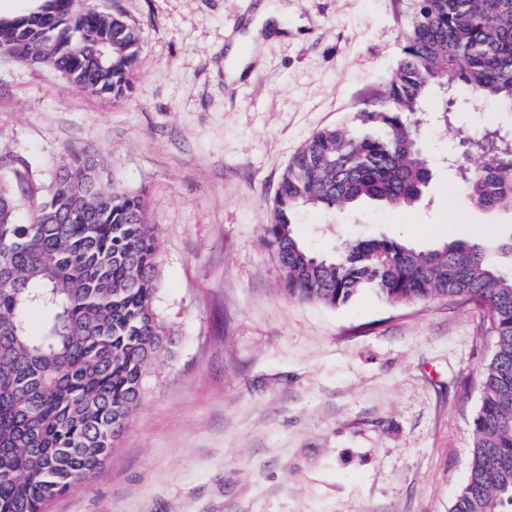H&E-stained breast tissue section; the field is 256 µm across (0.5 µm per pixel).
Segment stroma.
Segmentation results:
<instances>
[{
    "label": "stroma",
    "mask_w": 512,
    "mask_h": 512,
    "mask_svg": "<svg viewBox=\"0 0 512 512\" xmlns=\"http://www.w3.org/2000/svg\"><path fill=\"white\" fill-rule=\"evenodd\" d=\"M258 2L90 0L141 34L121 100L0 54V155L46 184L86 152L105 182L145 191L173 336L118 447L50 512H450L467 481L494 353L481 310L372 288L336 308L290 298L263 232L291 156L384 95L410 0H282L287 32L227 84V34ZM491 116L512 134L492 103L422 128L432 177L413 207L308 208L296 235L316 255L382 234L421 247L511 235L512 205L473 206L451 167Z\"/></svg>",
    "instance_id": "1"
}]
</instances>
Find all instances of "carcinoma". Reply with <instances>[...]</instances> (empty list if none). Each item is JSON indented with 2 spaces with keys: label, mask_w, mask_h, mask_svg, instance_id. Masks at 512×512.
I'll return each mask as SVG.
<instances>
[{
  "label": "carcinoma",
  "mask_w": 512,
  "mask_h": 512,
  "mask_svg": "<svg viewBox=\"0 0 512 512\" xmlns=\"http://www.w3.org/2000/svg\"><path fill=\"white\" fill-rule=\"evenodd\" d=\"M141 51L136 26L80 0H46L40 13L0 21L1 53L95 95L128 96ZM461 90L512 106V0H411L386 96L290 159L263 230L299 300L340 307L372 287L392 302L440 297L483 311L495 351L482 372L470 474L451 512H512V275L493 259L512 253V238L421 248L380 235L321 257L293 230L303 208L413 206L426 187L424 105L438 99L435 120L446 126ZM463 144L481 158L456 170L470 202L512 204V140L490 123ZM23 178L0 160V512H47L108 460L172 339L154 307L158 226L147 221L145 193L104 187L100 161L74 153L47 189L26 181L33 207L20 223L14 184ZM34 310L45 312L37 333Z\"/></svg>",
  "instance_id": "cac0c4a2"
}]
</instances>
